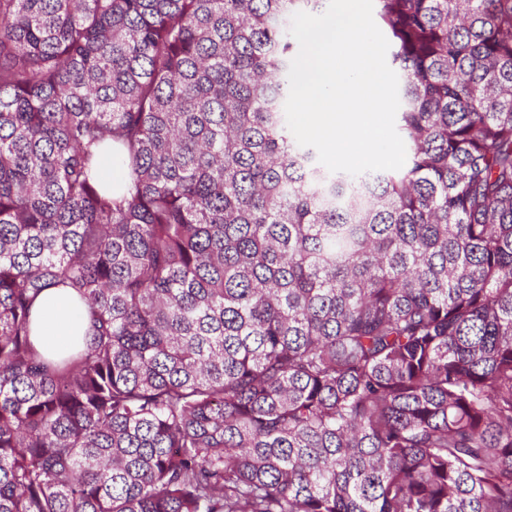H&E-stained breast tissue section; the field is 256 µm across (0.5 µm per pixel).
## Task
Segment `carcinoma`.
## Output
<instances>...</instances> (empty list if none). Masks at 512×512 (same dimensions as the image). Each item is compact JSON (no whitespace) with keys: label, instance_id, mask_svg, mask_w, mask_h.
Returning <instances> with one entry per match:
<instances>
[{"label":"carcinoma","instance_id":"carcinoma-1","mask_svg":"<svg viewBox=\"0 0 512 512\" xmlns=\"http://www.w3.org/2000/svg\"><path fill=\"white\" fill-rule=\"evenodd\" d=\"M326 2L0 0V512H512V0H376L357 176L286 125ZM85 319L86 306L70 288H46L33 305L34 343L46 353L66 354L83 342Z\"/></svg>","mask_w":512,"mask_h":512}]
</instances>
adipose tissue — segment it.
Masks as SVG:
<instances>
[{"label":"adipose tissue","mask_w":512,"mask_h":512,"mask_svg":"<svg viewBox=\"0 0 512 512\" xmlns=\"http://www.w3.org/2000/svg\"><path fill=\"white\" fill-rule=\"evenodd\" d=\"M86 306L71 289H45L33 305L32 336L49 354H65L81 344L85 334Z\"/></svg>","instance_id":"ef3b65f1"}]
</instances>
